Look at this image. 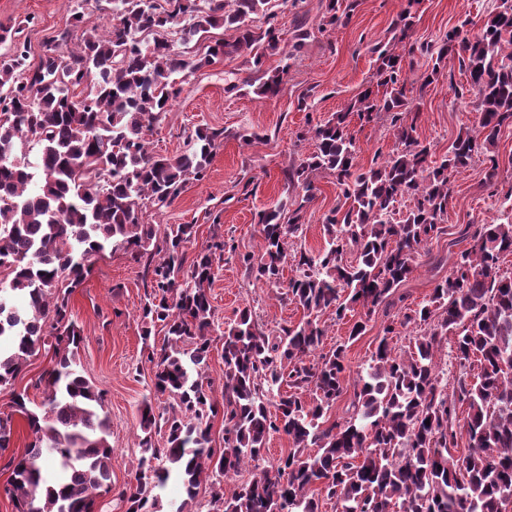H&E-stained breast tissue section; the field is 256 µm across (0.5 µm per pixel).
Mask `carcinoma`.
I'll use <instances>...</instances> for the list:
<instances>
[{
  "label": "carcinoma",
  "mask_w": 512,
  "mask_h": 512,
  "mask_svg": "<svg viewBox=\"0 0 512 512\" xmlns=\"http://www.w3.org/2000/svg\"><path fill=\"white\" fill-rule=\"evenodd\" d=\"M115 0L111 28L88 32L76 47L67 33L45 46L38 67L18 31L0 32V389L7 388L42 347L54 364L37 380L44 410L11 393L0 413V451L10 446L13 415L26 420L32 440L9 457L5 494L17 512H95L96 498L112 492L114 449L104 393L79 370L82 336L70 318L69 298L91 260L121 251L144 267L149 291L142 306L144 340L152 327L165 342L151 349L155 407L138 410L139 458L134 480L118 492L125 512H159L153 491L173 476L185 497L171 512H195L201 486L220 512H512V217L499 224L466 225L473 241L452 260L432 295L403 305V282L443 224L452 199V174L495 146L512 126V0H501L479 31L459 26L438 42L402 45L406 29L374 48L379 95L366 90L352 105L360 122L385 113L402 149L365 170L347 112L307 119L315 151L288 172L302 201L314 197L313 178H335L343 201L323 218L325 246L312 253L290 248L303 226V205L258 215L260 256L219 239L189 269L192 224L158 235L143 210L169 206L185 186L204 177L223 131L196 129L175 156L149 150L147 133L181 93L188 74L244 50L261 73L258 95L277 96L288 65L263 69L281 53L279 29L266 20L270 0ZM217 39L197 57L182 46ZM176 33L178 43L168 39ZM430 57L421 87L438 80L448 54L457 55L476 96L477 126L436 159L415 136L420 113L407 110L406 58ZM37 149L30 164L27 148ZM40 183L30 189L35 176ZM410 201L394 222V203ZM237 258L248 275L285 287L281 299L302 309L297 323L266 332L244 308L224 327L222 402L206 371L212 347L211 287L215 266ZM292 275L284 277L285 266ZM365 319L383 309V337L371 363L357 374L352 413L326 418L347 391L345 345L318 353L321 316L342 321L355 306ZM410 324L423 327L409 350L390 340ZM455 339L460 373L443 380L438 354ZM478 372L471 374L472 362ZM224 418L223 445L213 446L211 421ZM467 451L455 457L458 435ZM273 434L290 448L264 459Z\"/></svg>",
  "instance_id": "cac0c4a2"
}]
</instances>
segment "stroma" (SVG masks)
<instances>
[{
  "label": "stroma",
  "instance_id": "stroma-1",
  "mask_svg": "<svg viewBox=\"0 0 512 512\" xmlns=\"http://www.w3.org/2000/svg\"><path fill=\"white\" fill-rule=\"evenodd\" d=\"M348 18L336 25H324L327 0H272L273 23L285 45H292L298 21H306L310 38L289 60L268 57L264 67L277 69L288 64V77L278 96L257 95L256 73L248 53L242 52L206 66L187 77L182 91L162 120L154 127L149 145L157 154L181 153L186 137L198 128H214L224 133L203 179L189 183L170 206L146 209L143 221L166 228L172 224L195 225L197 233L187 250L195 258L209 244L212 235L234 240L239 251L259 252L261 237L258 214L279 202L303 205L305 224L297 238L298 247L318 252L325 243L322 219L334 208L339 190L332 176L315 178L317 190L310 202H302L297 188L288 186L284 171L310 154L313 140H298L307 118L326 119L347 109L354 97L374 82V45L387 42L402 13L412 22L409 34L418 41H436L448 31L470 20L471 31H478L484 19L500 0H353ZM0 28L20 29L31 45L29 62L38 65L45 43L62 32L79 42L82 29L72 22L69 0H0ZM427 66L418 57L414 73L407 76L412 107L419 112L416 135L430 145L435 156L447 152L457 136L472 130L476 123L475 97L467 93V76L456 57H449L438 81L421 87L418 74ZM241 84L239 92H226L227 83ZM462 96H455V89ZM350 129L359 146L358 162L370 167L373 158L395 155L401 145L388 118L360 125L350 116ZM495 152L498 171H491L486 154L474 157L470 166L452 178L453 199L448 206V233L432 241L430 253L421 257L403 290L409 303L429 299L438 274L432 261L469 249L471 240L461 238L468 224H497L511 210L504 199L512 189V128H505ZM250 182L243 192L241 182ZM146 284L141 265L123 253L93 262L82 284L69 300V310L77 322L83 342L78 358L85 376L105 393V406L111 421L109 443L114 448L112 485L122 488L133 479L141 456L137 446L138 408L148 394L153 378L147 362V345H162L164 333L153 328L144 335L140 307ZM214 308L213 347L208 375L214 392L224 384V326L243 308H250L265 329L274 330L298 322L302 313L295 305L276 298L275 291L245 274L236 259L226 258L212 286ZM327 334L322 351L346 344L348 379L368 366L382 337L381 315H373L357 340H349L350 320L337 321L325 316ZM50 365L46 351L29 357L11 390L0 391V410L8 411L11 392L27 395L31 407L44 402L36 380Z\"/></svg>",
  "mask_w": 512,
  "mask_h": 512
}]
</instances>
